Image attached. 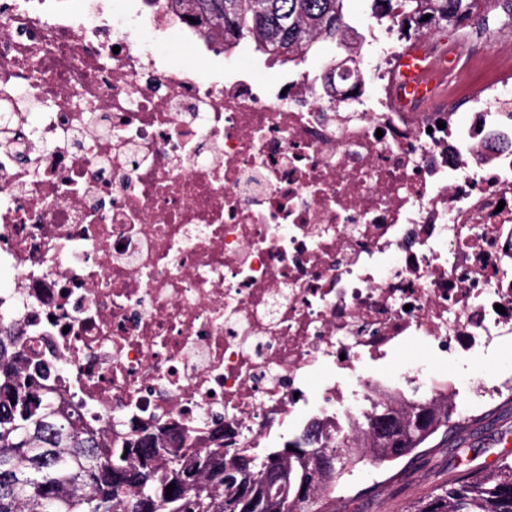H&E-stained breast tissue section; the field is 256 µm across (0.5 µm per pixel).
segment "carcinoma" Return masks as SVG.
Listing matches in <instances>:
<instances>
[{"label":"carcinoma","instance_id":"1","mask_svg":"<svg viewBox=\"0 0 512 512\" xmlns=\"http://www.w3.org/2000/svg\"><path fill=\"white\" fill-rule=\"evenodd\" d=\"M345 0H169L170 9L198 26L224 32V50L252 42L274 62L306 58L323 39L342 49L357 30ZM373 18L406 37L433 34L469 20L480 0H373ZM428 20H423L425 15ZM30 365L22 337L0 319V512H336L335 487L366 464H392L377 435L384 417L416 423L402 447L412 453L435 437L448 444L451 406L426 399L405 410L383 407L357 442L339 436L314 445L298 437L256 454L224 448V421L212 423L209 447L186 435L159 440V427L112 424V436L85 420L80 402L59 403L55 385ZM331 461L315 470L313 457ZM175 484L172 496L165 488ZM413 512H512V460L469 471L419 501Z\"/></svg>","mask_w":512,"mask_h":512}]
</instances>
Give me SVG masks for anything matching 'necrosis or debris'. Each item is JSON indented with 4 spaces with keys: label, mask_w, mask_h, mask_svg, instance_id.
Returning a JSON list of instances; mask_svg holds the SVG:
<instances>
[{
    "label": "necrosis or debris",
    "mask_w": 512,
    "mask_h": 512,
    "mask_svg": "<svg viewBox=\"0 0 512 512\" xmlns=\"http://www.w3.org/2000/svg\"><path fill=\"white\" fill-rule=\"evenodd\" d=\"M136 0H0V315L99 425L204 445L362 435L419 391L512 400V63L448 55L407 102V48L370 82L162 61ZM454 364L452 380L433 371Z\"/></svg>",
    "instance_id": "obj_1"
}]
</instances>
